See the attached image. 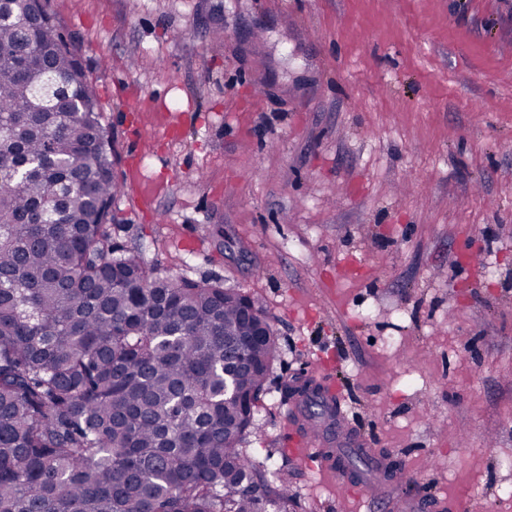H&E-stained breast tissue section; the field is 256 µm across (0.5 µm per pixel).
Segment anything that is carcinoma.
Returning a JSON list of instances; mask_svg holds the SVG:
<instances>
[{
	"instance_id": "carcinoma-1",
	"label": "carcinoma",
	"mask_w": 512,
	"mask_h": 512,
	"mask_svg": "<svg viewBox=\"0 0 512 512\" xmlns=\"http://www.w3.org/2000/svg\"><path fill=\"white\" fill-rule=\"evenodd\" d=\"M0 12V512H288L242 448L278 352L262 305L112 244L114 133L75 46L48 0Z\"/></svg>"
}]
</instances>
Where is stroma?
<instances>
[{
	"mask_svg": "<svg viewBox=\"0 0 512 512\" xmlns=\"http://www.w3.org/2000/svg\"><path fill=\"white\" fill-rule=\"evenodd\" d=\"M115 132L110 233L258 298L243 448L293 512L364 510L286 446L284 387L464 512H512V15L502 0H49Z\"/></svg>",
	"mask_w": 512,
	"mask_h": 512,
	"instance_id": "obj_1",
	"label": "stroma"
}]
</instances>
